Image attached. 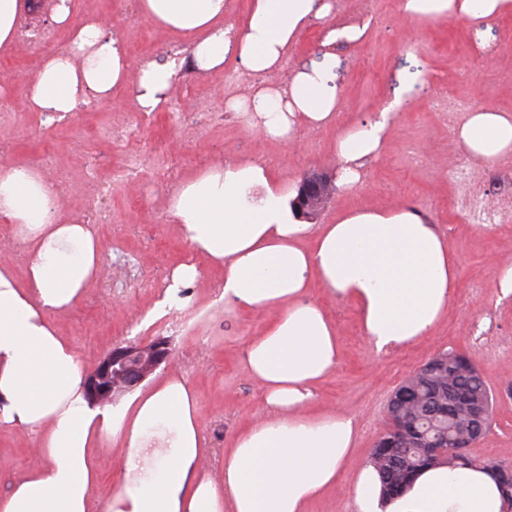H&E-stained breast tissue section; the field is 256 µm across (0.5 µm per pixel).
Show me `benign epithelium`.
<instances>
[{
    "mask_svg": "<svg viewBox=\"0 0 512 512\" xmlns=\"http://www.w3.org/2000/svg\"><path fill=\"white\" fill-rule=\"evenodd\" d=\"M333 180L318 175L305 177L297 188L292 205L301 220H313L321 205L329 196ZM170 357L169 343L157 338L148 344H128L112 348L89 374L85 381L88 400L103 403L111 400L118 390L129 391L140 385ZM461 411L467 416V431L463 435H448L438 444H426L428 453L441 456L454 448L472 447L490 425L491 411L484 401L475 399L461 404Z\"/></svg>",
    "mask_w": 512,
    "mask_h": 512,
    "instance_id": "7a95c632",
    "label": "benign epithelium"
}]
</instances>
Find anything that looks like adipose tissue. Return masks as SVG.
Masks as SVG:
<instances>
[{"label":"adipose tissue","mask_w":512,"mask_h":512,"mask_svg":"<svg viewBox=\"0 0 512 512\" xmlns=\"http://www.w3.org/2000/svg\"><path fill=\"white\" fill-rule=\"evenodd\" d=\"M145 19L190 36V64L201 72L235 56L255 74L281 69L310 20L330 15V0H252L240 23L224 21L225 0H138ZM512 11V0H403L415 20L453 16L474 27ZM363 30H330L322 64L295 72L277 88H259L232 103L254 111L268 138L291 142L298 127L335 118L341 99L332 69L337 41ZM180 73L176 63L131 66L122 42L97 18L77 29L70 46L44 58L26 104L66 118L90 99L108 100L129 85L141 110L153 111ZM336 139L339 183H360L366 161L383 150L395 116ZM463 151L487 168L512 155V114L483 107L454 132ZM54 187L24 164L0 166V221L26 244L24 282L0 269V425L39 437L46 464L0 499V512H307L336 486L351 460L356 419L316 411V386L339 366L336 328L306 301L312 283L351 302L365 335L385 353L427 335L442 317L459 258L418 208L361 209L311 227L291 207L292 191L275 184L258 162L202 173L172 199L170 212L192 251L224 269L222 297L241 311L272 314L247 348L245 367L259 385L265 417L239 431L220 469L197 418V396L182 377L161 380L129 398L120 411L91 403L85 370L59 336L52 314L73 307L95 276L100 248L90 227L63 217ZM123 436L125 476L95 503L97 453L105 438ZM355 512H505L495 473L484 465L420 471L399 495L387 496L374 467L356 468Z\"/></svg>","instance_id":"ef3b65f1"}]
</instances>
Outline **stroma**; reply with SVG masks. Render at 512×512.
I'll return each instance as SVG.
<instances>
[{"mask_svg": "<svg viewBox=\"0 0 512 512\" xmlns=\"http://www.w3.org/2000/svg\"><path fill=\"white\" fill-rule=\"evenodd\" d=\"M400 2L334 0L328 20L310 25L290 49L293 73L320 62L327 27H364L362 38L333 48L342 99L333 126L300 128L289 144L251 127L249 118L229 110V102L248 93L252 83L276 87L283 77L253 74L241 80L244 67L231 56L203 75L183 71L172 88L182 97L180 113L170 112L165 103L158 106L139 145L155 163H175L180 186L219 165L261 161L283 185L295 187L311 174L335 175L337 134L375 118L386 103L403 97L384 150L365 164L354 189H333L317 221L333 223L339 212L362 205H413L438 225L459 256L458 284L444 317L427 336L381 354L369 346L353 304L312 288L309 298L335 324L342 354L336 371L317 387L318 403L321 409L355 416L352 463L361 465L371 461L385 430L395 388L439 353L459 352L474 361L494 395L491 427L469 453L486 463L512 465V294L501 293L493 271L494 265L512 263V223L484 221L474 209L478 198H486L492 210L497 200L512 196V158L493 169L473 161L452 174L451 157L459 149L448 132L449 123L464 121L468 105L512 113V14L477 31L459 20L412 21ZM89 16L108 24L134 64L167 63L187 43L183 35L139 17L129 0H79L66 27L53 23L48 6H40L28 14L27 24L39 29L41 42L22 54L13 48L0 51V102L10 112L0 124V143L9 149L8 162L42 158L43 175L51 181L65 178L80 196L112 181V221L94 227L99 271L79 302L52 320L88 371L113 347L167 337L171 359L149 380L182 376L193 385L198 419L214 450L208 464L215 467L236 433L263 411L260 388L248 376L244 358L270 314L241 313L225 305L218 293L223 273L203 259L196 260L195 286L170 293L174 268L192 259L193 252L170 214L171 191L151 177L116 178L127 165L128 149L109 133L142 114L127 89L116 90L111 100L81 106L60 123L27 109L31 75L45 56L68 46L72 28ZM413 151L420 163H411ZM171 304L187 321L178 332L161 326ZM124 461L120 438L105 443L95 498L111 494ZM45 462L36 436L0 426V498Z\"/></svg>", "mask_w": 512, "mask_h": 512, "instance_id": "1", "label": "stroma"}]
</instances>
